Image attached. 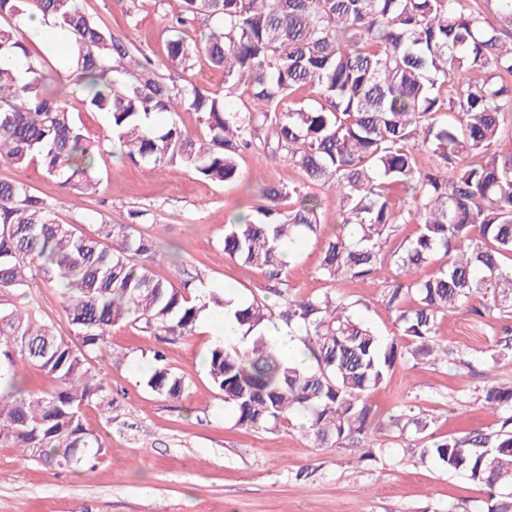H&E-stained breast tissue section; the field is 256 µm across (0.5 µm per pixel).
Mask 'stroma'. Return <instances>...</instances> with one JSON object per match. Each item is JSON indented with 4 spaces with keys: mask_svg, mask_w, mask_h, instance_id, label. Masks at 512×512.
<instances>
[{
    "mask_svg": "<svg viewBox=\"0 0 512 512\" xmlns=\"http://www.w3.org/2000/svg\"><path fill=\"white\" fill-rule=\"evenodd\" d=\"M85 11L127 42L131 51L147 52L166 79L182 80L214 92L224 89V74L204 57L190 69L167 64L166 27L181 9V0H81ZM69 109L95 152L102 182L96 194L62 188L34 169H19L0 161V181L24 180L37 194L52 201L60 223L77 225L88 236L101 223L123 224L133 210L146 211L142 232L161 247L153 271L181 284L185 274L197 275V295L230 291L243 300L274 304L276 296L262 270L224 258L220 244L224 226L255 205L268 184L299 186L320 195L323 205L318 237L305 241L289 256L288 281L300 296L332 289L318 267L323 246L336 230L333 195L306 182L293 166L272 162L257 151L238 160L240 177L221 185L189 169L134 163L114 154L106 139L105 115L86 109L81 94L69 99ZM415 231L402 224L380 250L379 278L348 283L360 317L382 335L393 330L383 304L385 278L394 277L393 254ZM24 304L38 318L54 324L63 335L71 327L58 304L57 288H30ZM501 331L464 310L445 315L438 339L474 356L472 368L452 363H406L396 367L370 396L374 409L391 412L407 396L417 397L432 418L435 434L464 426L492 427L494 416L475 401L484 386L512 381V356L495 370L479 362ZM225 336L220 316L194 335L172 338L140 333L134 327H113L112 349L123 361L115 365L91 360L90 366L115 400L111 415L85 408L86 426L104 446L94 462L64 471L22 455L0 443V512H452L454 507L476 512L484 491L462 475L421 463L413 432L376 431V458L361 460L365 443L343 448H317L297 428L249 429L236 425L231 410L211 385L206 355ZM184 375L188 388L177 399L152 393L143 384L153 351Z\"/></svg>",
    "mask_w": 512,
    "mask_h": 512,
    "instance_id": "35a3bbf8",
    "label": "stroma"
}]
</instances>
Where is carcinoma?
<instances>
[{
  "instance_id": "obj_1",
  "label": "carcinoma",
  "mask_w": 512,
  "mask_h": 512,
  "mask_svg": "<svg viewBox=\"0 0 512 512\" xmlns=\"http://www.w3.org/2000/svg\"><path fill=\"white\" fill-rule=\"evenodd\" d=\"M167 61L186 69L203 54L224 72V92L158 76L153 60L127 46L82 9L79 0H0V56L26 59L24 72L0 66V161L38 168L64 188L97 192L94 156L67 101L108 118L107 140L133 162L186 167L205 180L240 176L241 152L297 168L334 194L339 231L325 242L319 276L338 291L288 292L283 249L321 228L322 200L297 187L269 185L252 213L224 225V256L265 271L279 303H240L226 294L192 298L156 276V241L128 224H101L96 236L57 222L53 204L24 180L0 181V442L62 470L77 469L104 443L86 427L83 409L112 419V392L86 367L93 354L116 362L112 327L129 324L155 336H190L211 306L234 307L242 349L217 341L208 374L236 424L275 429L306 420L318 447L341 448L377 419L370 403L400 361H455L439 343L448 312L465 308L491 321L512 319V0H181ZM39 12L72 43L70 75L55 78L10 19ZM495 17L490 21L489 17ZM208 27L201 41L182 26ZM476 74L482 75L478 81ZM247 100L235 110L226 99ZM181 111L195 112L204 135L185 134ZM437 158L424 169L418 155ZM401 190L407 207L392 205ZM398 224L417 230L394 253L405 280L382 290L394 315L382 339L341 290L381 268V244ZM438 271L415 278L421 267ZM60 289L73 335L36 320L35 310L7 299L36 279ZM300 337L310 363L286 358L265 329L272 320ZM489 359L512 351L504 328ZM55 382L34 394L23 366ZM153 393L179 398L184 376L154 354L146 379ZM476 401L498 428L435 436L412 404L385 419L424 440L421 459L462 474L485 490L486 512H512V383L487 385Z\"/></svg>"
}]
</instances>
